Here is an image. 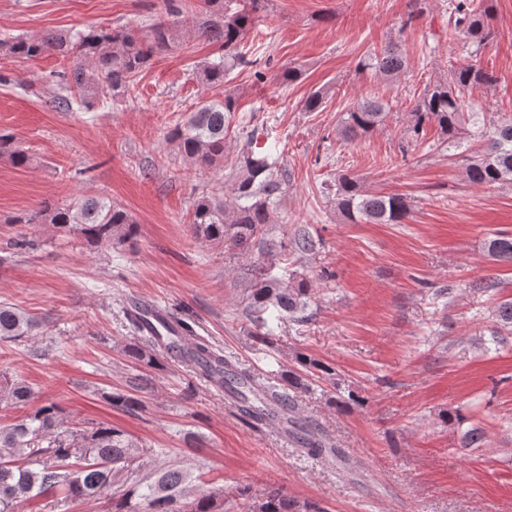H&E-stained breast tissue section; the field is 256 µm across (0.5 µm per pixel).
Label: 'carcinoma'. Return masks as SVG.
I'll list each match as a JSON object with an SVG mask.
<instances>
[{
	"instance_id": "1",
	"label": "carcinoma",
	"mask_w": 512,
	"mask_h": 512,
	"mask_svg": "<svg viewBox=\"0 0 512 512\" xmlns=\"http://www.w3.org/2000/svg\"><path fill=\"white\" fill-rule=\"evenodd\" d=\"M178 0H164L165 16L154 23L149 33L139 38L125 28L90 29L70 36L48 31L39 36H11L0 39V53L18 61H29L46 53L73 60L66 77L70 94L60 98L65 111L89 107L88 97L103 103L125 94L133 78L145 69L157 54L169 50L178 37ZM260 0H204L205 9L192 26L194 33L219 46L220 54L203 65L200 80L211 89H221L230 72L241 63L238 46L254 24L253 14ZM455 25L466 41L482 44L492 35L488 11L470 0H458ZM408 61L398 44L390 43L379 52L365 55L358 62L362 71L392 78L405 72ZM495 82L493 75L470 61L450 71L448 78L426 88L412 109L419 133L423 125L435 123L448 143L469 125L483 139L481 150L463 159L466 179L476 186L512 182V116L494 120L474 110L466 93ZM390 107L377 97L361 99L345 109L341 133L345 140L362 139L381 126ZM238 111V100L230 93L198 103L183 123L167 133L179 152L191 162L211 167L224 160V140L230 121ZM0 155L15 165H24L26 153L10 134L0 133ZM236 174L227 188L202 196L193 204L190 224L198 240L221 245L224 251L246 253L258 250L248 266L247 310L256 327L255 338L268 342L274 325L284 319L308 320V279L286 266L264 260V246L274 242L273 205L290 181L273 149H255L253 137L239 146L234 163ZM336 203L352 221L375 224H400L408 205L400 196L368 195L357 181L346 174L338 176ZM42 220L63 232L76 231L92 245L109 248L137 235L138 226L122 207L106 197L80 198L67 208L44 207L17 224H37ZM490 256L512 262V238L493 234L486 242ZM313 239L299 232L290 241V252L306 254L313 250ZM494 316L498 328L512 330V299L498 302ZM129 325L144 336L125 347L126 355L141 367L160 369L169 360L189 361L196 377L218 385L236 400L241 413L256 424L285 419L295 408V393L308 392L313 383L308 376L317 372L329 376L331 369L320 360L299 353L294 365L260 377L238 366L208 340L194 335L183 322L181 336H146L152 324L132 310H125ZM37 321L28 313L0 303V339L29 336ZM35 398L32 388L22 380L0 388V404L25 407ZM112 406L133 413L142 400L124 393L107 395ZM289 435L313 456L330 449L325 442L291 422ZM139 448L124 430L108 423L90 429L67 425L64 410L54 402L43 404L0 428V512H15L32 498L64 494V499L95 501L106 496L112 486L113 471L130 459ZM245 501V512H323L314 502L300 503L280 490L252 497L248 490H237ZM113 512H224V490H197L190 486L188 472L173 465L163 468L122 494L112 506Z\"/></svg>"
}]
</instances>
